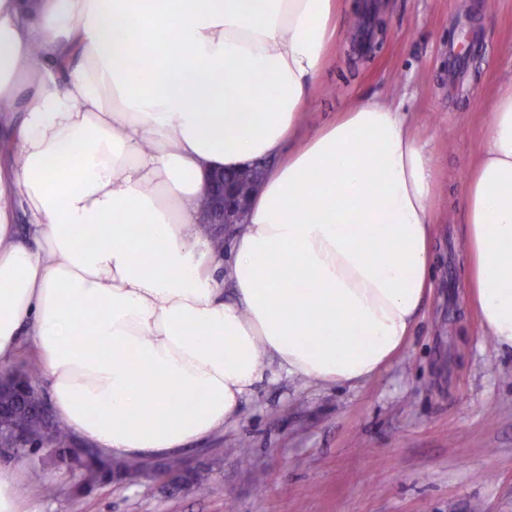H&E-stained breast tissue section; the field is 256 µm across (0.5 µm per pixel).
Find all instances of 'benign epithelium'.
Wrapping results in <instances>:
<instances>
[{
    "instance_id": "obj_1",
    "label": "benign epithelium",
    "mask_w": 512,
    "mask_h": 512,
    "mask_svg": "<svg viewBox=\"0 0 512 512\" xmlns=\"http://www.w3.org/2000/svg\"><path fill=\"white\" fill-rule=\"evenodd\" d=\"M238 182L239 178L231 179L222 170L209 176L199 219L207 234L222 237L224 225L247 223L250 196L239 191Z\"/></svg>"
}]
</instances>
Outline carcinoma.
<instances>
[{
	"label": "carcinoma",
	"mask_w": 512,
	"mask_h": 512,
	"mask_svg": "<svg viewBox=\"0 0 512 512\" xmlns=\"http://www.w3.org/2000/svg\"><path fill=\"white\" fill-rule=\"evenodd\" d=\"M41 374L39 364L31 360L22 369L3 375V379L20 382L26 387L21 409L0 420V448L6 449L9 457L44 446L66 450L72 442L69 429L52 421L42 410L43 400L38 391ZM79 464L92 484L111 477L116 465L128 478L138 477L145 471L144 463L139 460L118 461L103 452L91 453Z\"/></svg>",
	"instance_id": "carcinoma-1"
}]
</instances>
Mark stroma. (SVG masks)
Here are the masks:
<instances>
[{
    "label": "stroma",
    "mask_w": 512,
    "mask_h": 512,
    "mask_svg": "<svg viewBox=\"0 0 512 512\" xmlns=\"http://www.w3.org/2000/svg\"><path fill=\"white\" fill-rule=\"evenodd\" d=\"M483 45L455 56L461 25ZM512 76V0H343V27L302 134L370 96L400 105L434 154V274L402 351L351 386L265 377L235 420L189 443L196 491L148 472L83 484L44 447L0 460L29 512H512V352L483 334L464 288L462 177Z\"/></svg>",
    "instance_id": "obj_1"
}]
</instances>
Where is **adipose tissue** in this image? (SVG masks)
Returning <instances> with one entry per match:
<instances>
[{
    "label": "adipose tissue",
    "instance_id": "obj_1",
    "mask_svg": "<svg viewBox=\"0 0 512 512\" xmlns=\"http://www.w3.org/2000/svg\"><path fill=\"white\" fill-rule=\"evenodd\" d=\"M340 0H0V369L32 347L59 422L119 459L233 418L264 360L354 385L433 275L434 157L361 97L299 137ZM206 101L197 111L194 100ZM465 180V287L512 350V82ZM264 165L217 256L211 172Z\"/></svg>",
    "mask_w": 512,
    "mask_h": 512
}]
</instances>
